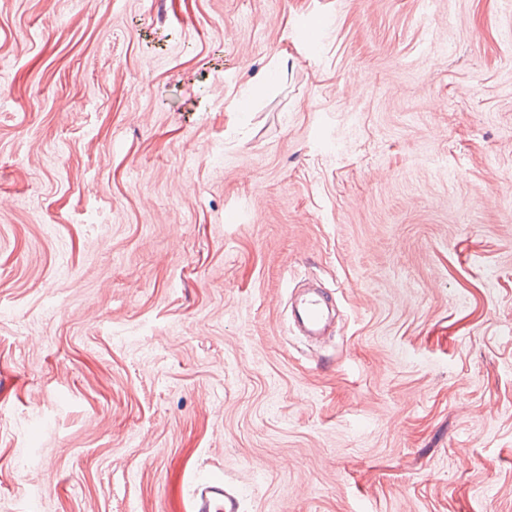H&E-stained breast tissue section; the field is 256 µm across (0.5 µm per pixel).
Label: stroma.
<instances>
[{
  "instance_id": "stroma-1",
  "label": "stroma",
  "mask_w": 512,
  "mask_h": 512,
  "mask_svg": "<svg viewBox=\"0 0 512 512\" xmlns=\"http://www.w3.org/2000/svg\"><path fill=\"white\" fill-rule=\"evenodd\" d=\"M213 473L512 512V0H0V512ZM328 302L315 291L301 294L295 303V325L304 336H322L328 328Z\"/></svg>"
}]
</instances>
